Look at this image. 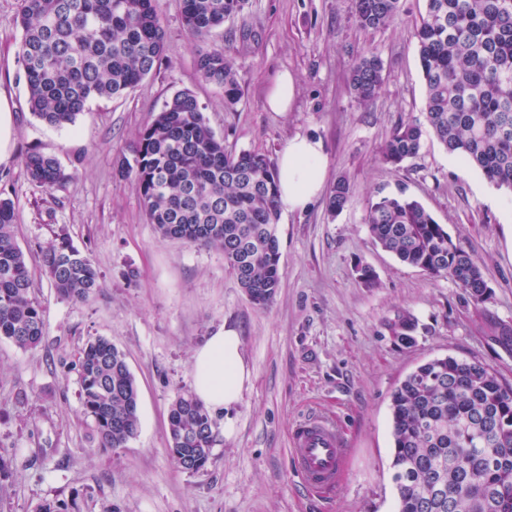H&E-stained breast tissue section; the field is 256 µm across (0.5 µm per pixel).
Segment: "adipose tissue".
Returning a JSON list of instances; mask_svg holds the SVG:
<instances>
[{
  "instance_id": "obj_1",
  "label": "adipose tissue",
  "mask_w": 512,
  "mask_h": 512,
  "mask_svg": "<svg viewBox=\"0 0 512 512\" xmlns=\"http://www.w3.org/2000/svg\"><path fill=\"white\" fill-rule=\"evenodd\" d=\"M327 157L321 141L291 139L278 163L279 198L291 211L304 210L324 186ZM250 380L242 340L234 327H220L193 354L192 392L210 412L226 413L241 401Z\"/></svg>"
}]
</instances>
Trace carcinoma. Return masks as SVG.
Returning a JSON list of instances; mask_svg holds the SVG:
<instances>
[{
	"mask_svg": "<svg viewBox=\"0 0 512 512\" xmlns=\"http://www.w3.org/2000/svg\"><path fill=\"white\" fill-rule=\"evenodd\" d=\"M425 2L414 30L426 90L423 119L401 124L381 147L380 159L396 166L414 157L427 128L449 153L512 190V0ZM239 7V0H181L183 25L204 40ZM399 15L400 0H354V22L364 31L389 27ZM16 23V58L30 112L56 128L75 124L94 100L137 88L152 75L166 37L160 0H21ZM197 68L224 92L227 105L240 101L224 47L199 51ZM385 79L381 58L363 56L350 68V91L367 105ZM24 168L46 189L72 178L57 158L37 149L27 152ZM117 171L135 182L146 219L161 237L223 252L254 307L273 301L281 258L277 172L263 153L227 151L191 91L165 101L141 129L133 157H121ZM352 198L350 181L340 177L329 198L330 215ZM364 221L400 261L451 278L476 306L486 302L487 281L476 259L416 199L402 192L379 196L368 202ZM15 224L14 202L0 197V339L27 350L42 342L45 323ZM42 265L63 299L86 303L101 288L92 259L63 234L42 251ZM355 269L365 287H378L369 265L359 262ZM390 328L399 342L412 343L410 316H398ZM76 367L97 447H126L137 436L139 416L124 354L98 336L81 349ZM391 412L397 512H512V389L490 367L451 356L429 360L396 387ZM484 414L493 421L490 429ZM168 434L178 468L206 470L216 421L192 393L172 402Z\"/></svg>",
	"mask_w": 512,
	"mask_h": 512,
	"instance_id": "1",
	"label": "carcinoma"
}]
</instances>
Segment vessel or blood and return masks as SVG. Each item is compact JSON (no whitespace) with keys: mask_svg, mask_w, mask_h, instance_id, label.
<instances>
[{"mask_svg":"<svg viewBox=\"0 0 512 512\" xmlns=\"http://www.w3.org/2000/svg\"><path fill=\"white\" fill-rule=\"evenodd\" d=\"M290 444L295 469L306 486L336 485L348 448L334 419L313 416L301 420L292 431Z\"/></svg>","mask_w":512,"mask_h":512,"instance_id":"1","label":"vessel or blood"}]
</instances>
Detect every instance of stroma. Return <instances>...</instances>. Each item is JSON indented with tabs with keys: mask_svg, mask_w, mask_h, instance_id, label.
Listing matches in <instances>:
<instances>
[{
	"mask_svg": "<svg viewBox=\"0 0 512 512\" xmlns=\"http://www.w3.org/2000/svg\"><path fill=\"white\" fill-rule=\"evenodd\" d=\"M19 0H0V97L13 114L0 195L14 201L16 241L46 325L41 345L0 339V457L8 464L0 512H35L76 500L78 512H396L391 395L417 365L435 357L477 360L512 388V191L449 154L433 136L395 168L378 150L401 123L420 117L425 88L413 27L424 0H401L397 24L363 32L353 0H241L212 36L231 55L241 99L227 108L200 77L198 41L180 0H161L165 50L156 71L120 98L92 102L75 125L57 129L32 116L17 65ZM382 59L386 82L363 106L348 84L352 61ZM297 82L294 107H264L277 72ZM191 90L227 149L278 159L295 136L322 139L328 155L321 195L302 212L281 210V285L263 310L247 301L224 255L157 235L132 179L115 162L132 156L141 127L174 92ZM38 149L73 177L47 190L23 157ZM354 188L337 216L327 211L340 176ZM405 190L476 258L490 287L474 306L449 278H434L381 249L364 222L369 199ZM92 258L102 286L86 304L62 299L41 255L57 234ZM369 264L380 285L359 281ZM416 328L411 345L392 335L399 314ZM239 332L250 381L218 434L206 470L179 469L169 454L172 401L191 388L192 354L222 325ZM104 336L125 354L138 390L140 426L127 447L100 451L85 417L78 351ZM314 414L335 419L349 455L336 487H305L289 453L294 425Z\"/></svg>",
	"mask_w": 512,
	"mask_h": 512,
	"instance_id": "stroma-1",
	"label": "stroma"
}]
</instances>
